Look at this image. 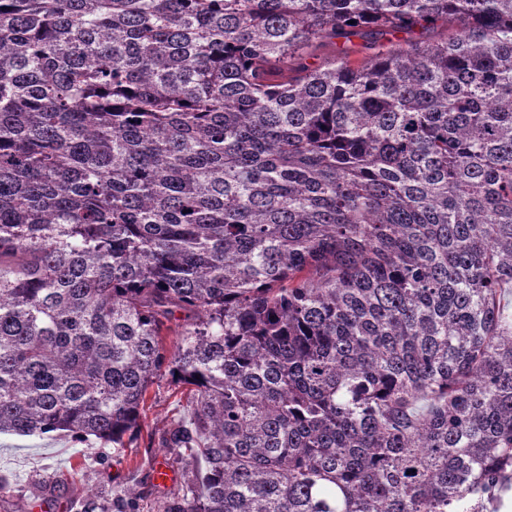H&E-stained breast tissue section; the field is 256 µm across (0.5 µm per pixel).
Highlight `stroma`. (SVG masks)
<instances>
[{"label": "stroma", "mask_w": 512, "mask_h": 512, "mask_svg": "<svg viewBox=\"0 0 512 512\" xmlns=\"http://www.w3.org/2000/svg\"><path fill=\"white\" fill-rule=\"evenodd\" d=\"M151 392L142 434L127 448L97 439L79 444L56 432L0 434V512H119L128 490L135 512H177L191 466L163 443L184 409L168 382ZM160 464L169 480L156 478Z\"/></svg>", "instance_id": "1"}]
</instances>
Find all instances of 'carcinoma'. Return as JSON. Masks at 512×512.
I'll return each mask as SVG.
<instances>
[{
	"label": "carcinoma",
	"instance_id": "obj_1",
	"mask_svg": "<svg viewBox=\"0 0 512 512\" xmlns=\"http://www.w3.org/2000/svg\"><path fill=\"white\" fill-rule=\"evenodd\" d=\"M165 378L178 512H499L512 0H0V434ZM367 33L368 35L365 36L352 37L351 42L345 44V39H336L335 46L322 51V59L310 58L308 62L310 64H318L320 61L324 62L333 58L335 54L338 56L343 51L347 52L352 60H368L375 52V47L379 45L387 46L391 39L389 35H377L375 32H373L374 34H370V31Z\"/></svg>",
	"mask_w": 512,
	"mask_h": 512
}]
</instances>
